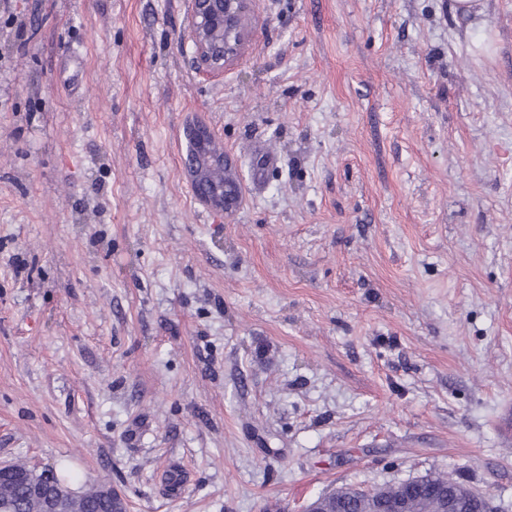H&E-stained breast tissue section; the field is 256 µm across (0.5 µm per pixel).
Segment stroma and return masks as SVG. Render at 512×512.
Instances as JSON below:
<instances>
[{
	"mask_svg": "<svg viewBox=\"0 0 512 512\" xmlns=\"http://www.w3.org/2000/svg\"><path fill=\"white\" fill-rule=\"evenodd\" d=\"M249 7L206 76L187 0H0V463L125 512L426 474L512 512V0ZM217 165V161L206 155L201 157L198 162H194L191 165V183L195 189L196 197L204 205L211 208L212 210L219 212H228L238 201L236 196H225V192L228 194H239V186L236 181L229 180L224 174V169H217L214 171V179L223 180L224 183L221 185H211L207 181L209 179L210 170ZM204 186L203 190H198L197 186Z\"/></svg>",
	"mask_w": 512,
	"mask_h": 512,
	"instance_id": "obj_1",
	"label": "stroma"
}]
</instances>
